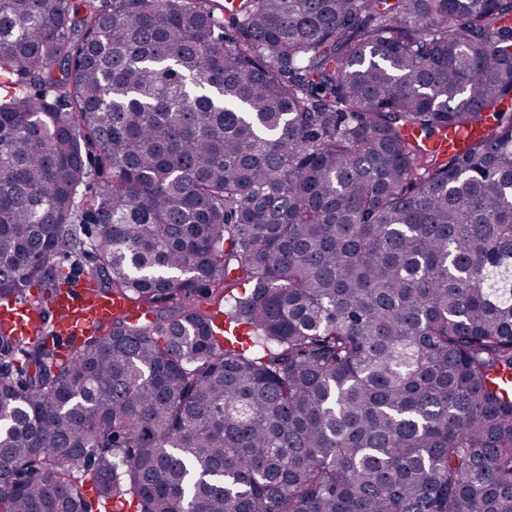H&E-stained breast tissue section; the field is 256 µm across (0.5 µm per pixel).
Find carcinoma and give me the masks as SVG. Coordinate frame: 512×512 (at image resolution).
Wrapping results in <instances>:
<instances>
[{
  "label": "carcinoma",
  "instance_id": "carcinoma-1",
  "mask_svg": "<svg viewBox=\"0 0 512 512\" xmlns=\"http://www.w3.org/2000/svg\"><path fill=\"white\" fill-rule=\"evenodd\" d=\"M217 8L0 0V512H512V0ZM468 135L449 128L448 132L434 140L427 141L425 144L428 149L444 151H460L466 145ZM64 293L54 308L55 328L60 336L82 335L108 323L112 317L131 313L128 302L117 295H96L86 286ZM32 303L16 302L9 307H0V319L14 330L17 335L27 336L31 334L38 323L35 312L32 311Z\"/></svg>",
  "mask_w": 512,
  "mask_h": 512
}]
</instances>
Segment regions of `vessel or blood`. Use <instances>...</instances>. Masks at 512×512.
I'll return each mask as SVG.
<instances>
[{"label":"vessel or blood","mask_w":512,"mask_h":512,"mask_svg":"<svg viewBox=\"0 0 512 512\" xmlns=\"http://www.w3.org/2000/svg\"><path fill=\"white\" fill-rule=\"evenodd\" d=\"M130 311V305L121 297H103L83 287L69 290L60 297L54 308V320L59 335H80ZM0 321L16 334L25 336L35 330L38 318L30 304L16 302L0 307Z\"/></svg>","instance_id":"b4317fda"}]
</instances>
